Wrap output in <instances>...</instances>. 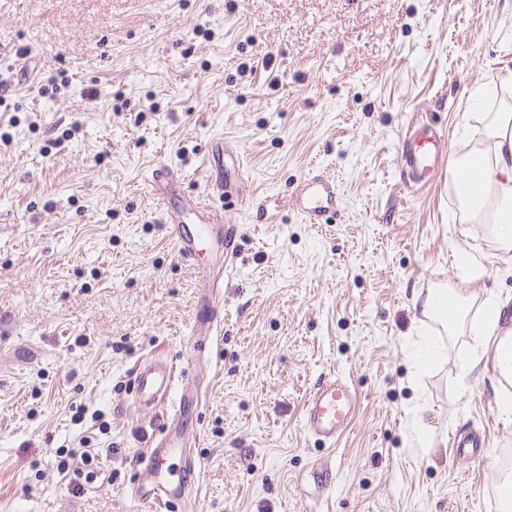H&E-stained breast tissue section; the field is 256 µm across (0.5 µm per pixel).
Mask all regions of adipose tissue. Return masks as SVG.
Instances as JSON below:
<instances>
[{"label": "adipose tissue", "instance_id": "adipose-tissue-1", "mask_svg": "<svg viewBox=\"0 0 512 512\" xmlns=\"http://www.w3.org/2000/svg\"><path fill=\"white\" fill-rule=\"evenodd\" d=\"M493 142L491 156L468 152L454 156L449 167L450 183L465 221L490 225L487 246L494 258H512V105L481 115ZM505 301L489 299L481 319L470 324L474 341L494 339L498 373L512 380V319ZM421 311L424 319L453 330L464 323L469 309L463 294L455 288L427 290Z\"/></svg>", "mask_w": 512, "mask_h": 512}]
</instances>
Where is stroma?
<instances>
[{
  "mask_svg": "<svg viewBox=\"0 0 512 512\" xmlns=\"http://www.w3.org/2000/svg\"><path fill=\"white\" fill-rule=\"evenodd\" d=\"M508 58L512 0H0V355L40 353L0 366V512H153L129 495L167 420L132 401L150 356L202 393L188 454L166 461L200 466L177 512H496L512 382L493 345L459 328L429 371L410 355L416 298L456 288L478 316L512 300V261L461 221L447 168L405 186L398 150L416 121L451 150L487 149L471 92ZM215 136L240 162L239 196L208 188ZM160 160L238 227L221 332L200 355L203 276L148 182ZM314 174L336 189L320 224L293 199ZM334 376L359 406L324 444L301 410ZM464 426L484 432L481 459L449 448ZM85 442L91 466L60 468Z\"/></svg>",
  "mask_w": 512,
  "mask_h": 512,
  "instance_id": "obj_1",
  "label": "stroma"
}]
</instances>
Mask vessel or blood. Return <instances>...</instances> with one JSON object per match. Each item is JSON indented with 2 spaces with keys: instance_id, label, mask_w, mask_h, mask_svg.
Returning a JSON list of instances; mask_svg holds the SVG:
<instances>
[{
  "instance_id": "1",
  "label": "vessel or blood",
  "mask_w": 512,
  "mask_h": 512,
  "mask_svg": "<svg viewBox=\"0 0 512 512\" xmlns=\"http://www.w3.org/2000/svg\"><path fill=\"white\" fill-rule=\"evenodd\" d=\"M401 149L407 177L415 184L428 182L450 155L447 135L431 124L414 127ZM205 162L214 176L210 190L225 194L238 189L240 173L227 165L223 139L208 142ZM162 204L170 218V236L181 260L196 261L204 241L216 246L224 258H232L237 236L235 225L222 223L211 209L196 200L183 198L175 203L166 197ZM295 204L313 220L334 208L336 194L326 180L316 176L301 185L295 194ZM221 278L218 271L206 275V292L195 314V331L207 336L221 323ZM188 378L187 371L179 372L173 364L153 360L139 362L134 370V400L139 406L153 409L168 400L173 403L171 422L165 424L153 448L140 459L151 479L132 490L136 499L150 503L158 512H172L176 502L184 499L199 478L198 464L192 459L179 474H171L165 468L168 456L181 449L185 422L202 404L199 393L187 387ZM354 410L355 397L348 382L333 378L317 384L310 392L301 424L307 434L328 442L348 427ZM450 445L461 457L475 459L483 455L487 441L481 435L457 432L452 435Z\"/></svg>"
}]
</instances>
